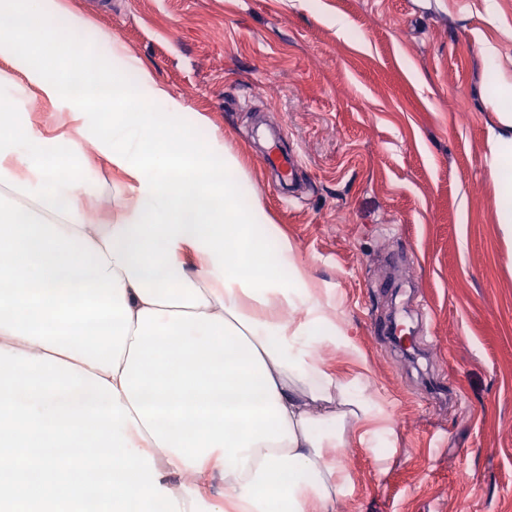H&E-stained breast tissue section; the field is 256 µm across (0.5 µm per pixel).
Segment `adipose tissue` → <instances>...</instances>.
Listing matches in <instances>:
<instances>
[{
  "label": "adipose tissue",
  "instance_id": "1",
  "mask_svg": "<svg viewBox=\"0 0 512 512\" xmlns=\"http://www.w3.org/2000/svg\"><path fill=\"white\" fill-rule=\"evenodd\" d=\"M68 2L0 0V512H334L331 451L375 410L316 357L346 340L338 314L223 137L199 148L183 104L119 45L104 66ZM18 74L67 110L60 149L15 121ZM92 116L123 189L101 233L97 186L67 173L95 161ZM496 120L511 231V94Z\"/></svg>",
  "mask_w": 512,
  "mask_h": 512
}]
</instances>
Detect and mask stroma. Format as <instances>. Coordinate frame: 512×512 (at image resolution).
I'll use <instances>...</instances> for the list:
<instances>
[{
  "mask_svg": "<svg viewBox=\"0 0 512 512\" xmlns=\"http://www.w3.org/2000/svg\"><path fill=\"white\" fill-rule=\"evenodd\" d=\"M70 4L87 46L117 38L184 104L198 146L223 135L336 307L351 346L317 356L380 407L346 431L336 512H512V235L487 90L492 68L512 86V0ZM275 143L300 160L293 186L264 165ZM78 177L111 223L109 164ZM396 317L419 359L384 339ZM435 381L457 402H434Z\"/></svg>",
  "mask_w": 512,
  "mask_h": 512,
  "instance_id": "1",
  "label": "stroma"
}]
</instances>
